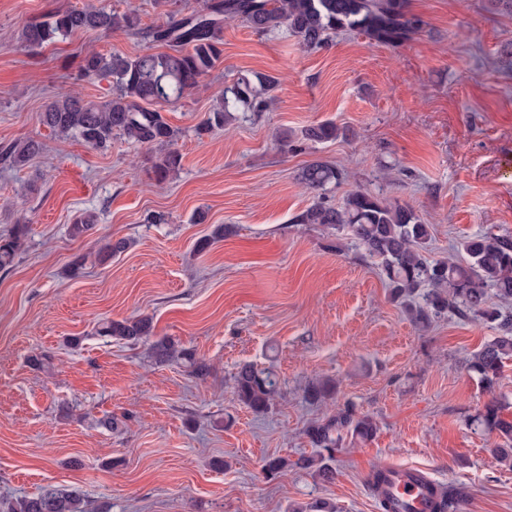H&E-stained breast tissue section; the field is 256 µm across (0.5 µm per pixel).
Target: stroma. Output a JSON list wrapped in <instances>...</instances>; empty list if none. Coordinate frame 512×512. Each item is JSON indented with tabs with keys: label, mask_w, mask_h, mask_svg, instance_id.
I'll list each match as a JSON object with an SVG mask.
<instances>
[{
	"label": "stroma",
	"mask_w": 512,
	"mask_h": 512,
	"mask_svg": "<svg viewBox=\"0 0 512 512\" xmlns=\"http://www.w3.org/2000/svg\"><path fill=\"white\" fill-rule=\"evenodd\" d=\"M85 5L136 11L145 27L163 11L156 0H0V147L44 145L22 168L0 164V234L27 227L0 270V501L53 487L81 490L87 512H291L319 499L378 512L366 480L392 462L463 488L462 512H512V465L491 454L498 435L468 425L491 398L512 404V360L488 391L466 368L494 330L449 315L416 328L347 230L294 221L315 201L299 174L319 160L348 173L327 185L328 204L364 187L410 206L432 227V257L488 231L512 237V4L407 0L422 28L397 47L344 30L306 51L289 34L225 23L220 62L164 107L183 156L164 182L152 174L161 147L117 135L101 152L40 122L58 88L110 97L109 80L80 76L84 53L145 46L119 31L21 47L24 24ZM254 73L281 79L267 111L198 134L225 82ZM324 121L348 137L302 140ZM84 213L93 230L71 238ZM157 214L164 223H151ZM222 224L229 234L212 241ZM120 239L128 249L99 263ZM137 317L153 321L138 344L97 334ZM165 337L208 374L158 363L152 345ZM245 362L278 376L267 413L234 394ZM326 380L334 394L306 403L305 388ZM348 403L378 430L337 451L334 480L264 475L267 458L312 454L305 427ZM110 416L118 429L103 427Z\"/></svg>",
	"instance_id": "1"
}]
</instances>
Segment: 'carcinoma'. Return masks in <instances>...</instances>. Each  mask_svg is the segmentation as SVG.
<instances>
[{
    "instance_id": "carcinoma-1",
    "label": "carcinoma",
    "mask_w": 512,
    "mask_h": 512,
    "mask_svg": "<svg viewBox=\"0 0 512 512\" xmlns=\"http://www.w3.org/2000/svg\"><path fill=\"white\" fill-rule=\"evenodd\" d=\"M172 0H162L167 10L161 21L140 27L133 12L118 13L104 8H67L54 12L41 22L25 25L20 41L37 50L58 39L76 34L124 31L139 35L146 42L142 54L130 58L117 53L90 51L80 57L79 73L86 79L112 78V96L88 102L62 89L40 112V122L52 132L72 137L88 147L107 150L112 136L121 135L140 145L163 147L171 144L178 131L163 115L162 105L196 89L222 56L224 22L238 20L260 35L287 32L300 45L312 50L328 44L341 30H356L381 45L395 47L408 41L421 26L419 18L406 10V0H204L203 7L189 14L170 8ZM166 50L158 51L156 47ZM280 84V78L257 74L254 79L240 77L224 87L220 102L208 114L202 130L222 127L236 112H262L265 95ZM345 135L335 123L326 121L307 127L303 139L328 142ZM43 150L33 138L17 141L0 152V158L15 167L25 166ZM182 157L169 151L154 165L159 181L178 172ZM307 188L319 191L342 179V172L321 161L302 170ZM300 224H321L345 228L365 253L378 260L390 297L403 305L414 325L422 330L434 319L450 314L459 319L491 325L497 336L474 352L468 370L480 382L492 386L504 362L512 359V238L492 233L477 235L461 243L459 260H433L426 256L431 226L422 222L414 210L389 202L370 190L357 188L339 206L318 201L299 217ZM94 225L90 215L77 217L69 227L73 238H81ZM26 226L17 225L7 236H0V269H9L16 259ZM151 333L147 318L106 321L98 335L136 344ZM158 361H186L191 372L204 376L208 366L193 354L166 338L153 345ZM238 400L252 412H267L278 394V380L269 369L245 362L234 376ZM506 405L489 400L471 421L476 430L495 432L502 443L493 449L501 461L512 459V421L504 417ZM377 425L368 415L357 413L348 404L336 414L313 422L305 434L315 451L295 461L271 457L263 466L273 476L293 467L328 482L336 474L335 453L347 437L370 440ZM383 474L374 472L368 486L379 512H397L385 495ZM464 490L441 489L439 512H458ZM6 512H85V499L78 491L47 489L34 497H23L6 507Z\"/></svg>"
}]
</instances>
